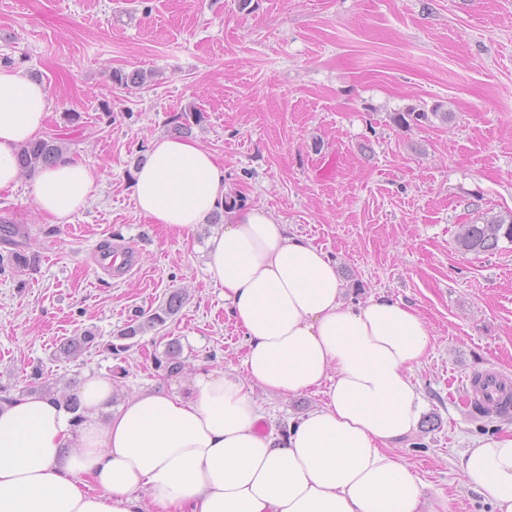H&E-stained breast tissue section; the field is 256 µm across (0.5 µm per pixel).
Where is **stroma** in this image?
Wrapping results in <instances>:
<instances>
[{
    "label": "stroma",
    "instance_id": "1",
    "mask_svg": "<svg viewBox=\"0 0 512 512\" xmlns=\"http://www.w3.org/2000/svg\"><path fill=\"white\" fill-rule=\"evenodd\" d=\"M4 63L39 75L51 99L44 134L100 176L59 224L38 211L30 176L0 193V220L38 258L35 270L0 272V394L61 398L96 371L127 395L203 364H241L246 340L205 269L218 225L155 224L132 198L151 140L186 122L232 193L323 249L346 303L386 294L420 313L432 345L413 372L424 421L392 452L440 512H493L459 460L512 418L475 416L463 386L474 372L512 371V242L464 255L454 237L512 212V0H0ZM116 69L153 77L124 88ZM437 104L453 112L448 124L405 131L389 119ZM107 242L135 247L137 267L97 268ZM175 290L179 312L114 353L136 312ZM87 333L82 352L60 357L62 342ZM173 342L175 375L156 365ZM255 398L279 428L320 401Z\"/></svg>",
    "mask_w": 512,
    "mask_h": 512
}]
</instances>
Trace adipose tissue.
I'll list each match as a JSON object with an SVG mask.
<instances>
[{"instance_id": "ef3b65f1", "label": "adipose tissue", "mask_w": 512, "mask_h": 512, "mask_svg": "<svg viewBox=\"0 0 512 512\" xmlns=\"http://www.w3.org/2000/svg\"><path fill=\"white\" fill-rule=\"evenodd\" d=\"M50 109L44 84L0 66V192L16 189V154ZM149 154L132 184L142 216L190 230L224 215L206 265L247 353L241 367L135 391L117 410L111 378L97 372L82 380L77 410L36 390L0 405V512H420L421 482L391 448L424 412L411 378L429 356L422 316L385 295L347 305L323 251L234 196L198 142L164 136ZM98 176L63 155L37 173L31 195L63 219ZM258 388L324 398L264 432ZM459 468L494 512H512V430L474 439Z\"/></svg>"}]
</instances>
